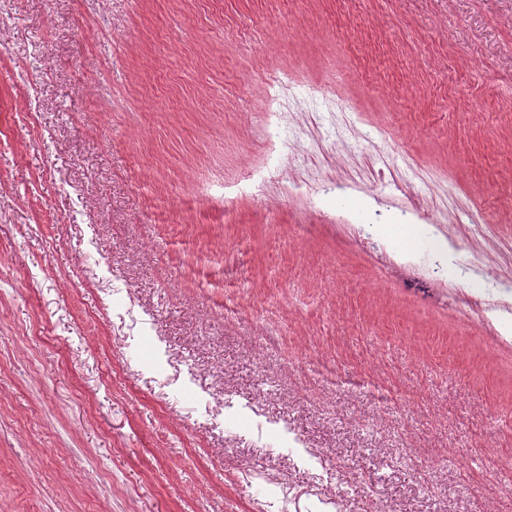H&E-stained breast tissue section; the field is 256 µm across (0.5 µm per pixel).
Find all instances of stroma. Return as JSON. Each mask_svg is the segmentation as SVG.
<instances>
[{"mask_svg": "<svg viewBox=\"0 0 512 512\" xmlns=\"http://www.w3.org/2000/svg\"><path fill=\"white\" fill-rule=\"evenodd\" d=\"M510 168L512 0H0V512H512Z\"/></svg>", "mask_w": 512, "mask_h": 512, "instance_id": "stroma-1", "label": "stroma"}]
</instances>
